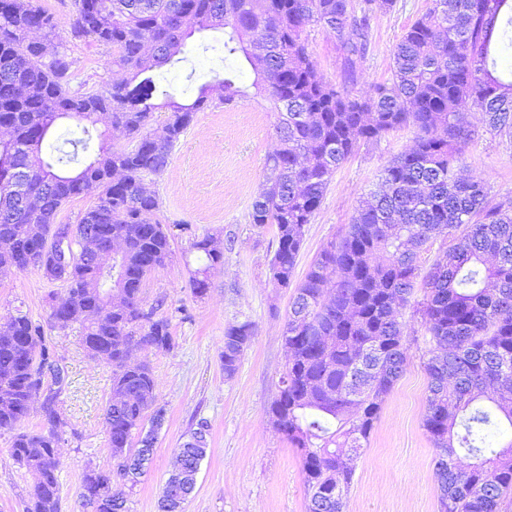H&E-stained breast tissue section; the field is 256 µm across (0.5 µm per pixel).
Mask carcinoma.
<instances>
[{"label": "carcinoma", "mask_w": 512, "mask_h": 512, "mask_svg": "<svg viewBox=\"0 0 512 512\" xmlns=\"http://www.w3.org/2000/svg\"><path fill=\"white\" fill-rule=\"evenodd\" d=\"M372 0H78L75 39L112 48V63L129 77L82 94L68 92L70 61L51 14L33 0H0V170L26 172L30 205L0 182V275L39 268L64 291L50 298L49 327L80 324L89 351L112 363V394L105 409L115 469L84 477L90 512H127L129 491L145 470L126 464L152 448L156 380L145 364L128 363L131 349L169 350L170 322L146 311L145 278L166 266L171 234L148 219L158 201L143 177L163 174L195 114L219 100L234 106L255 95L278 112V149L267 159L264 191L250 223L275 228L272 280L295 285L283 339L290 353L268 413L299 448L308 489L307 512H345L354 471L351 456L367 448L384 403L402 377L407 356L399 305L421 284L420 316L428 376L424 427L436 449L440 512H507L512 506V440L489 446L512 427V203L491 205L484 182L464 180L463 165L475 132L467 115L481 112L489 129L512 138V0H431L393 50L391 82L362 99L339 90L319 72L303 39L316 24L342 44L348 61L369 48ZM224 30V59L247 64L198 87L179 102L156 83L154 69L184 61L194 33ZM165 112L163 134L149 131ZM73 118L84 137L72 146L97 153L67 171L68 154L43 152L57 121ZM105 125L100 131L97 125ZM402 128L413 145L380 174L382 189L356 210L339 242H329L303 278L293 282L304 227L311 223L336 170L363 141ZM129 140L112 146L111 137ZM96 202L75 224L57 218L72 199ZM112 233V264L95 263L86 229ZM438 236L448 247L422 272L421 253ZM66 237L69 261L34 252L29 244ZM202 266L189 287L202 297L224 252L206 234L192 239ZM256 335L245 320L224 331L221 359L231 378ZM57 364L43 325L25 314L0 317V431L13 430L39 391L43 430L13 436L11 456L38 474L26 512H60L57 442L67 426L60 395L46 371ZM151 428L144 430L145 419ZM205 424L178 449L180 480L167 479L161 509L193 490L206 457ZM118 477L109 487L105 482Z\"/></svg>", "instance_id": "carcinoma-1"}]
</instances>
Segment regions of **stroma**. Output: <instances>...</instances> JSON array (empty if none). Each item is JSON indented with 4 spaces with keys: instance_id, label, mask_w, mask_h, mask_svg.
<instances>
[{
    "instance_id": "1",
    "label": "stroma",
    "mask_w": 512,
    "mask_h": 512,
    "mask_svg": "<svg viewBox=\"0 0 512 512\" xmlns=\"http://www.w3.org/2000/svg\"><path fill=\"white\" fill-rule=\"evenodd\" d=\"M36 2L57 22L72 63L71 92L98 89L123 77V70L112 64L110 47L72 38L75 0ZM430 4L394 0L391 9L373 7L369 50L352 64L336 37L319 26H307L308 46L320 73L336 87L373 94L375 86L390 83L393 47ZM185 54L195 69L193 80H186L178 66L162 67L158 78L163 89L181 101L191 98L199 84L223 77V31L195 33ZM276 121V112L260 97L234 107L213 103L196 114L167 170L143 179L159 201L154 220L179 225L180 230L171 240L170 263L148 276L142 287L144 307L164 299L160 313L170 321L174 347L167 352L136 347L131 352V363L151 367L166 415L147 472L128 503L129 512H158L176 450L201 421L208 424L207 455L184 512H306L301 454L268 415L288 362L282 333L293 291L276 287L269 274L276 248L274 228H256L249 219L266 160L278 145ZM468 122L475 139L461 167L462 177L484 181L492 201L512 200V138L488 130L480 112H469ZM411 143L409 131L390 132L361 144L337 169L306 227L296 277L304 276L324 245L340 237L362 197L375 190L384 166ZM206 231L216 246L223 247L230 237L235 246L225 250L223 265L210 274L206 296L198 298L188 287L196 267L190 242ZM62 289L61 283L48 281L33 267L0 276V316L21 311L46 323L47 297ZM402 318L408 366L384 404L367 449L352 461L346 512H439L435 450L423 427L428 377L421 355L427 336L412 306H404ZM246 319L255 324L257 334L229 379L221 361L224 330ZM48 336L67 375L61 405L69 430L58 448L61 512H83L84 474L112 466L104 421L112 365L88 351L80 326L52 329ZM41 427L40 409L34 405L14 431L0 433V512H26L37 476L14 463L12 434Z\"/></svg>"
}]
</instances>
